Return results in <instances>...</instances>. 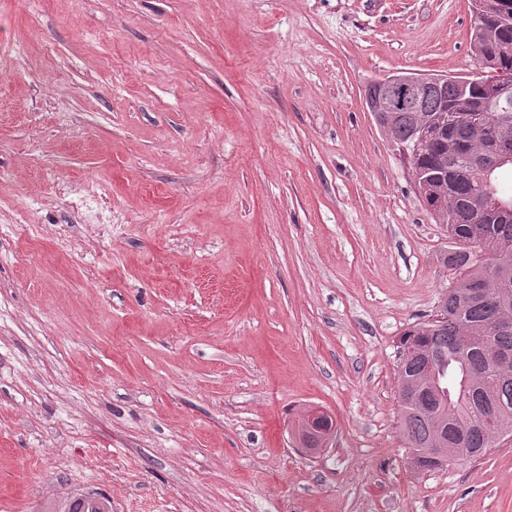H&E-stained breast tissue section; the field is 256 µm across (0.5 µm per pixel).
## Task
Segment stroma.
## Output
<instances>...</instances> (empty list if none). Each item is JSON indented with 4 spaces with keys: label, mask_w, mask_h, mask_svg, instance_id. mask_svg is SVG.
I'll return each mask as SVG.
<instances>
[{
    "label": "stroma",
    "mask_w": 512,
    "mask_h": 512,
    "mask_svg": "<svg viewBox=\"0 0 512 512\" xmlns=\"http://www.w3.org/2000/svg\"><path fill=\"white\" fill-rule=\"evenodd\" d=\"M471 24V0H0V512H512V439L409 465L397 343L455 244L366 105L474 71ZM329 413L320 407H311L303 418V444L312 445L316 441L325 442L332 426ZM46 512H112V505L111 501L101 494H74L55 502Z\"/></svg>",
    "instance_id": "obj_1"
}]
</instances>
